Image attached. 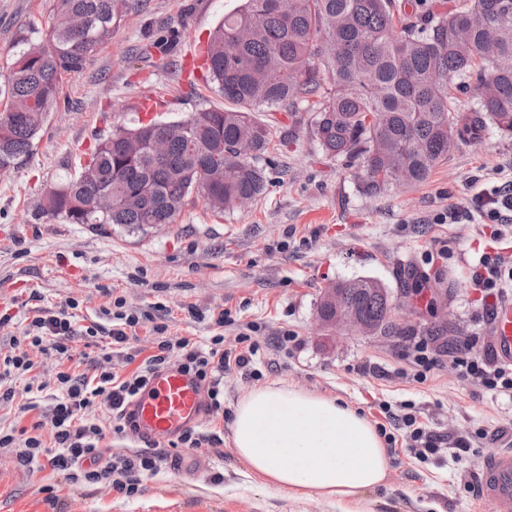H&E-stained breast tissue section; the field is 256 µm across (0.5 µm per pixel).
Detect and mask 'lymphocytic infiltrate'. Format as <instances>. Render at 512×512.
<instances>
[{
	"instance_id": "f902f5d3",
	"label": "lymphocytic infiltrate",
	"mask_w": 512,
	"mask_h": 512,
	"mask_svg": "<svg viewBox=\"0 0 512 512\" xmlns=\"http://www.w3.org/2000/svg\"><path fill=\"white\" fill-rule=\"evenodd\" d=\"M34 330L33 345L58 363L73 360L71 345L76 333L72 315L67 306L54 310H39L30 322ZM156 349L145 357L130 374L121 376L107 370L90 374H73L61 369L56 374V385L63 395L52 408L53 431L43 437L41 422L27 426L0 427V447L14 449L18 463L30 470L49 464L65 475L71 483H108L113 490L128 496L135 495L140 486V476L157 470L167 459L166 450L136 451L116 459H103L100 444L107 430L100 421L90 417L89 409L95 400H103L112 416L116 435L135 433L132 420L124 414L125 406L146 386L150 376L164 369H175L193 375L206 387L208 408H216L220 386L226 372L246 368L256 354L255 347L226 350L212 347L202 350L190 339L172 336L163 323L153 324ZM21 338H13L12 354L0 355V402L14 399L16 390L11 380L25 376L35 369V363ZM462 375L478 380L484 387L512 396V365L495 364L488 357L461 350L455 358ZM394 426L404 429L408 447L418 458L444 453L442 436L419 426L413 415L389 413Z\"/></svg>"
}]
</instances>
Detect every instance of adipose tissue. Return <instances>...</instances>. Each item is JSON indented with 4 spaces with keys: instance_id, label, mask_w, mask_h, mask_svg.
<instances>
[{
    "instance_id": "1",
    "label": "adipose tissue",
    "mask_w": 512,
    "mask_h": 512,
    "mask_svg": "<svg viewBox=\"0 0 512 512\" xmlns=\"http://www.w3.org/2000/svg\"><path fill=\"white\" fill-rule=\"evenodd\" d=\"M233 450L264 485L309 494L356 512L361 494L383 486L388 460L377 428L336 399L270 383L235 407Z\"/></svg>"
}]
</instances>
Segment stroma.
Instances as JSON below:
<instances>
[{
  "label": "stroma",
  "mask_w": 512,
  "mask_h": 512,
  "mask_svg": "<svg viewBox=\"0 0 512 512\" xmlns=\"http://www.w3.org/2000/svg\"><path fill=\"white\" fill-rule=\"evenodd\" d=\"M239 0H129L112 38L61 85V106L48 118L21 165L0 171V353L11 350L36 309L78 301L72 345L82 368L99 359L83 329L110 327V310L146 314L174 336L225 348L248 338L258 354L226 374L220 405L199 425L222 438L217 446L181 450L175 462L143 476L134 496L104 484H73L51 467L28 470L0 447V512H338L318 496L297 502L267 487L233 452L234 409L253 388L278 381L334 397L382 430L389 471L366 493L367 512H481L469 485L483 456L512 430V399L463 380L436 337V289L448 293L457 342L485 354L494 347L489 298L470 281L484 255L512 254V226L487 220L489 197L512 183V137L487 130L481 142L460 144L423 184L381 197L357 190L353 167L324 154L309 138L307 113L265 112L275 150L266 163L263 196L232 213H213L190 198L174 223L129 229L68 224L42 210L46 193L78 173L98 138L139 119L137 101L153 95L156 119L179 121L224 97L194 63L208 36ZM55 0H0V110L14 54L46 41ZM177 37L167 54L154 48L167 29ZM454 221H447L448 213ZM428 282L411 299L418 329L390 338L354 333L320 339L315 316L329 283L371 277L391 294L418 277ZM37 306H29L30 295ZM225 310L223 325L211 313ZM287 337L283 350L276 338ZM427 340L436 364L413 377L408 352ZM33 377L17 379L16 397L0 403V425H30L46 416L58 390L53 359L31 349ZM44 384L29 395L28 382ZM31 404L20 414L23 404ZM417 416L449 443L468 442L466 462L412 458L386 410Z\"/></svg>",
  "instance_id": "stroma-1"
}]
</instances>
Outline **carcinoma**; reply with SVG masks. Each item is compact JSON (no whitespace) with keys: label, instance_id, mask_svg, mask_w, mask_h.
Instances as JSON below:
<instances>
[{"label":"carcinoma","instance_id":"1","mask_svg":"<svg viewBox=\"0 0 512 512\" xmlns=\"http://www.w3.org/2000/svg\"><path fill=\"white\" fill-rule=\"evenodd\" d=\"M512 0H462L452 11L427 0H240L210 33L204 69L233 109L202 108L184 121H141L96 141L82 171L50 190L43 210L70 224H172L195 194L214 212L255 201L267 187L262 161L274 150L259 108L308 112L309 135L327 155L356 166L358 190L380 197L399 186L387 164L404 165L408 185L429 178L467 132L488 127L512 136ZM127 0H57L47 44L23 49L8 76L0 111V171L17 164L58 108L63 77L81 72L112 36ZM85 28L73 29L75 18ZM470 40L454 42L461 23ZM477 74L475 101L457 111V92ZM168 151L156 156L154 139ZM108 196L106 212L94 206ZM368 278L339 281L364 317L383 327L392 306L364 288Z\"/></svg>","mask_w":512,"mask_h":512}]
</instances>
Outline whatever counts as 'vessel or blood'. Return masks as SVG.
Wrapping results in <instances>:
<instances>
[{"instance_id": "1", "label": "vessel or blood", "mask_w": 512, "mask_h": 512, "mask_svg": "<svg viewBox=\"0 0 512 512\" xmlns=\"http://www.w3.org/2000/svg\"><path fill=\"white\" fill-rule=\"evenodd\" d=\"M492 321L498 358L512 364V299L496 304ZM204 411L198 382L175 369L154 374L126 408L138 432L159 443L198 424ZM477 498L488 512H512V449L499 450L482 459Z\"/></svg>"}]
</instances>
